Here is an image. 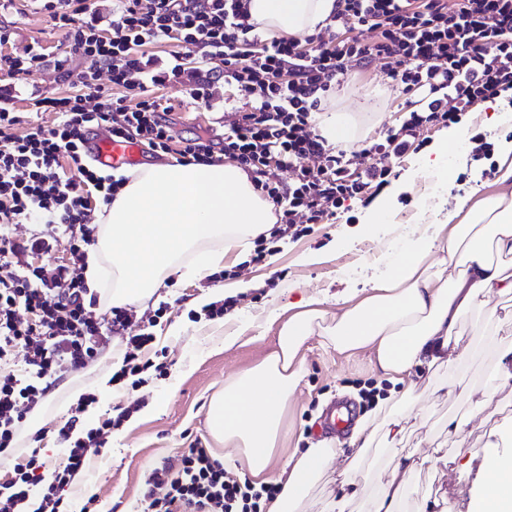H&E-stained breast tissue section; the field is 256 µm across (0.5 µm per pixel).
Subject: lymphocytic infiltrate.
<instances>
[{
  "label": "lymphocytic infiltrate",
  "instance_id": "obj_1",
  "mask_svg": "<svg viewBox=\"0 0 512 512\" xmlns=\"http://www.w3.org/2000/svg\"><path fill=\"white\" fill-rule=\"evenodd\" d=\"M250 0H119L108 28L95 21L91 0H30L34 10L64 29L72 55L91 56L97 69L66 70L74 93L35 97L33 110L53 112L51 126L30 125L16 134L20 115L0 106V455L13 456L12 478L0 485V512H58L64 488L85 470L92 452L105 443L103 429L83 430V406H76L59 428L71 448L45 480L37 452L15 450L25 411L51 395L56 375L84 366L99 349L104 332L126 331L130 316L110 310L107 323L92 320L86 309L82 276L65 265L29 263L28 255L52 252L65 239L75 261H83L96 241L90 197L111 203L120 182L99 175L83 161V130L103 126L117 142L135 141L154 151L176 152L183 163H209L224 154L250 175L275 206L272 238L299 235L298 217L316 224L347 201L382 187L387 167L372 166L351 175L344 152L313 130V114L348 62L382 61L401 93L420 96L410 112L376 152L402 157L421 126L454 124L478 100L512 88V0H338L330 38L261 40L250 21ZM10 40L0 28V75L22 80L46 63L41 48L24 54L5 51ZM175 42L167 67H157L152 48ZM194 65H185V57ZM221 59L222 71L210 69ZM119 89L105 95L101 77ZM224 81L242 106L224 126L220 139L198 135L174 140L166 119L171 103L152 89L179 83L194 100H205L211 86ZM99 95L97 112L86 111V94ZM322 159L311 169L304 158ZM292 171L291 183L280 174ZM44 226L20 242L12 227L30 220ZM25 348V366L10 357ZM144 498L148 512H262L276 486H255L228 476L223 464L191 448L179 471L153 468ZM163 496H155L157 487Z\"/></svg>",
  "mask_w": 512,
  "mask_h": 512
}]
</instances>
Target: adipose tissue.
Returning a JSON list of instances; mask_svg holds the SVG:
<instances>
[{
	"instance_id": "obj_1",
	"label": "adipose tissue",
	"mask_w": 512,
	"mask_h": 512,
	"mask_svg": "<svg viewBox=\"0 0 512 512\" xmlns=\"http://www.w3.org/2000/svg\"><path fill=\"white\" fill-rule=\"evenodd\" d=\"M336 5L337 0H251L249 13L272 39L326 27ZM315 124L335 143L350 146L358 138L359 118L349 112L327 109L316 114ZM499 165L498 191L469 209L445 213L394 274L373 281L354 307L331 313L317 297L303 298L299 311L283 323L276 350L212 395L209 435L225 449L228 463H244L256 479L278 473L279 491L265 502L266 512H302L331 466L352 472L375 443L396 444L406 406L424 417L419 404L424 393L448 400L477 391L489 400L512 389V341L498 347L496 367L478 386L434 377L435 369L460 362L457 349L468 314L478 311L512 327V310L504 303L512 295V147L503 150ZM126 177L103 208L85 271L93 288L111 277L109 301L118 307L143 305L170 275L204 276L223 264L231 248L271 231L276 222L272 204L231 162L139 167ZM316 334L341 353L370 351L374 368L397 388L348 441L321 440L291 450L278 465L274 457L286 437L284 415L301 380V350ZM442 462L433 452L400 458L392 469L380 470L374 489L341 482L336 496L320 501L318 512H346L362 497L369 500V512H433L435 500L416 495L408 478ZM484 464L493 478L478 487L472 512H512V456L490 451Z\"/></svg>"
}]
</instances>
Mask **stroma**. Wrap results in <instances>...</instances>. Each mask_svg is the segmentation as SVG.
<instances>
[{"label":"stroma","instance_id":"stroma-1","mask_svg":"<svg viewBox=\"0 0 512 512\" xmlns=\"http://www.w3.org/2000/svg\"><path fill=\"white\" fill-rule=\"evenodd\" d=\"M0 26L11 34L7 51L20 53L37 44L49 53L51 60L43 68L23 80L0 76V86H6L10 105L24 123L52 125L54 113L33 111L31 96L69 93L56 61L65 60L67 68L81 71L95 68V59L70 55L65 33L27 0H0ZM161 93L174 106L167 115L173 135L184 138L204 131L222 135L225 122L233 119L240 106L220 81L205 103L193 101L177 86L162 88ZM325 102L364 113L360 140L349 148L347 157L356 168L390 167L387 183L369 198L350 201L347 212L309 225L299 236L270 242L264 262H252L250 252L233 250L224 259L218 281L206 277L165 280L143 307L131 308L125 335H107L101 355L65 374L55 392L39 405L43 413L39 432L29 434L25 441L45 461L44 476L52 475L66 451L57 431L75 406L72 388L85 391L99 420L112 418L118 406L130 408L131 413L108 431L105 447L92 455L89 467L66 487L64 512H144L150 469L177 465L190 448L204 449L214 459L223 460V449L214 447L208 434L210 399L223 388L225 379L259 364L276 348L290 303L316 296L328 311L344 309L345 299L368 282L393 274L420 231L436 223L439 212L495 190L501 147L512 142V95L476 101L454 127L426 124L400 159L362 152L364 143L384 141L388 130L400 126L411 110L406 95L392 87L380 63L366 68L350 65L344 79L326 93ZM454 130L463 135V143L449 149L444 169L428 171L424 161ZM478 135L489 143V156H476L474 138ZM380 207L385 210L383 221L372 222ZM241 280L251 287L232 295L228 315L212 319L193 309L197 297ZM139 334L152 338L143 354L152 364L144 383L99 390V380L118 367L127 337ZM228 336L233 337V344H225ZM505 339L504 332L488 328L482 343L450 371V378L480 384L494 368L496 347ZM302 354V380L288 405L289 448L304 449L329 438V431L320 424L330 409L348 407L352 421H359L372 408L365 391L376 388L386 393L392 387L374 370L366 352L341 353L314 335L304 344ZM159 364L164 367L160 373L155 370ZM422 402L430 409V419L413 432L405 449L420 452L438 446L451 463L437 474H421L416 485L419 491L438 497L440 512H469L476 482L489 477L483 467L486 438L481 429H473L467 448H457L444 421L451 414L467 419L477 410V401L443 402L426 396Z\"/></svg>","mask_w":512,"mask_h":512}]
</instances>
